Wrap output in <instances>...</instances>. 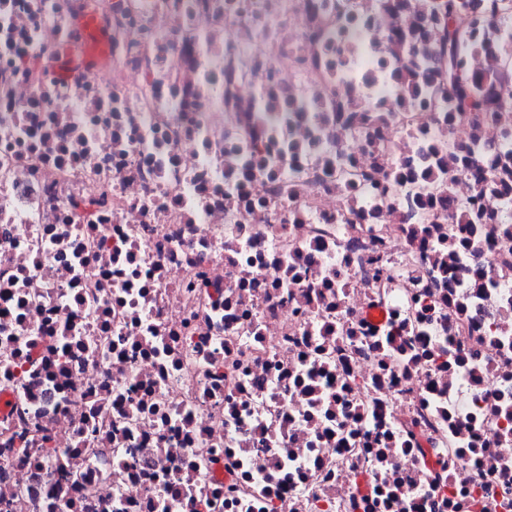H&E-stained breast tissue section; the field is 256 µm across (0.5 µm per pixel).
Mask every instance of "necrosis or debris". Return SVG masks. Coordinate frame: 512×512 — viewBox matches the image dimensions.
<instances>
[{
	"label": "necrosis or debris",
	"instance_id": "4bbe7bcc",
	"mask_svg": "<svg viewBox=\"0 0 512 512\" xmlns=\"http://www.w3.org/2000/svg\"><path fill=\"white\" fill-rule=\"evenodd\" d=\"M386 3L0 0V512H512V107ZM435 23L428 29L430 50L436 57V67L422 71L416 65L414 51L404 57L392 73L393 80L403 89L396 104L399 111L407 110L415 100L439 94L448 101V123L469 118L481 121L488 113L501 107V95L482 85L467 68L465 58L472 46L462 40L465 29L477 19L469 0H434Z\"/></svg>",
	"mask_w": 512,
	"mask_h": 512
}]
</instances>
